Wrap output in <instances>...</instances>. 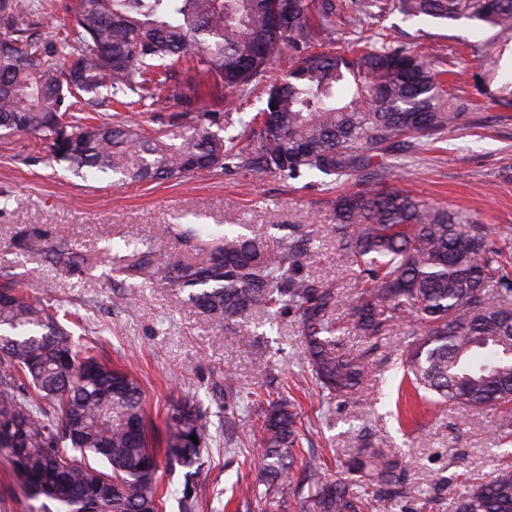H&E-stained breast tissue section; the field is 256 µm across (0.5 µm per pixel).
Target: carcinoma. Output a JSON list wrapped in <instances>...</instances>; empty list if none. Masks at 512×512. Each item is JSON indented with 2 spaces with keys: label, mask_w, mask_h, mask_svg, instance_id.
<instances>
[{
  "label": "carcinoma",
  "mask_w": 512,
  "mask_h": 512,
  "mask_svg": "<svg viewBox=\"0 0 512 512\" xmlns=\"http://www.w3.org/2000/svg\"><path fill=\"white\" fill-rule=\"evenodd\" d=\"M391 10L408 19H467L491 32L467 43L474 95L512 109V0H76L59 41L31 32L30 17H54V0H0V132L35 135L47 160L79 174L120 180L180 179L234 168L297 179L347 180L407 147L430 146L450 127L473 124L468 103L426 56L387 41L294 55L337 23H376ZM288 53V74L265 85L266 108L224 113L252 143L241 147L210 131L214 112H176L150 136L140 123H89L80 112L114 105L153 111L176 98L192 104L201 85L224 89L244 106L272 58ZM186 78H178L180 65ZM338 252L358 267L364 289L350 303L351 329L384 335L416 324L409 381L432 402L512 414V242H498L469 213L393 190L379 179L336 198ZM41 253L67 274L102 261L60 238L36 232L11 243ZM310 231L281 236L226 231L199 263L176 261L152 246H116L109 277L160 285L239 341L253 342L259 318L291 314L302 328L304 359L319 389L356 398L370 375L366 357L336 337L335 289L304 277ZM74 315L13 284L0 287V452L5 451L38 512H163L156 444L134 372L94 354L75 336ZM224 427L241 396L224 372ZM300 416L288 397L268 401L260 463L243 502L261 512H392L407 497L404 460L374 448L349 456L360 490L320 466L298 463ZM208 435L207 413L184 402L165 419L164 458L184 470L182 503ZM197 441H192V438ZM452 512H512V466L465 486Z\"/></svg>",
  "instance_id": "obj_1"
}]
</instances>
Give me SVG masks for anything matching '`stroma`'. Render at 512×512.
I'll return each mask as SVG.
<instances>
[{
    "instance_id": "obj_1",
    "label": "stroma",
    "mask_w": 512,
    "mask_h": 512,
    "mask_svg": "<svg viewBox=\"0 0 512 512\" xmlns=\"http://www.w3.org/2000/svg\"><path fill=\"white\" fill-rule=\"evenodd\" d=\"M388 34L398 45L448 54L460 40L482 41L486 31L472 22L451 24L405 19L394 12L380 23L337 25L332 48L349 54L355 39ZM469 128H451L427 152H402L392 161L386 185L413 197L435 200L476 214L495 237L512 238V110L484 106ZM48 147L30 136L0 138V284L19 283L29 296L49 294L64 309L88 320L85 340L113 364L133 368L146 397L151 423L163 427L174 401L200 402L208 413V448L195 480V512H236L237 487L254 481L259 464V426L268 395L279 391L298 405L305 457L341 476V463L359 447L402 454L413 496L397 512H419L423 499L451 506L463 485L512 463V426L486 412L472 422L459 406L429 405L401 382L413 344L411 324H393L386 335L364 338L348 332L346 303L358 284L356 269L340 258L330 232L337 195L360 189L351 179L324 188L306 179L227 170L195 173L181 181L114 185L105 174L77 177L49 164ZM165 224L193 229L212 240L225 227L243 233L277 234L279 226L309 225L314 256L311 279L336 288L337 326L342 343L366 355L371 374L357 399L346 402L319 394L303 360L300 328L292 319L272 326L256 321L253 345L239 343L188 307L175 306L166 289L130 288L100 275L61 274L39 256L12 249V240L39 231L45 240L64 237L81 250L103 256L106 247L128 241L161 243L173 257L197 261L203 254L182 238L159 239ZM125 297L112 304L114 294ZM266 353L271 375L258 374L255 357ZM253 391L248 411L233 437L224 433V371Z\"/></svg>"
}]
</instances>
